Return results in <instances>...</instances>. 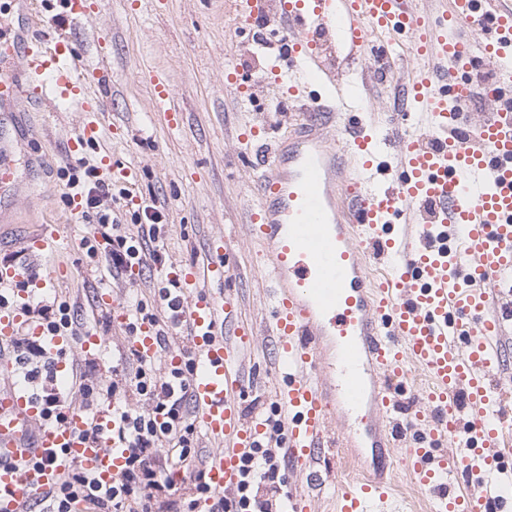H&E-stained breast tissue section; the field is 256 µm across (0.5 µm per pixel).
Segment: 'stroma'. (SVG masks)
Returning <instances> with one entry per match:
<instances>
[{
	"label": "stroma",
	"mask_w": 512,
	"mask_h": 512,
	"mask_svg": "<svg viewBox=\"0 0 512 512\" xmlns=\"http://www.w3.org/2000/svg\"><path fill=\"white\" fill-rule=\"evenodd\" d=\"M225 0H102L93 17L68 22L67 31L80 50V68L102 67L105 77L95 90L105 103L100 139L73 152L78 114L71 107L27 101L0 108V140L9 150L5 161L15 171L12 186L0 189V258L16 257L38 275L64 263L55 282L57 300L68 302L80 331L105 340L96 375L112 377L126 347L122 323L95 307L98 292H112L116 311L137 301L159 297L161 277L155 268L125 276L107 271L102 255H89L81 241L86 227L67 223V181L61 170L80 158L102 164L134 165L138 169L135 199L120 196L112 213L120 223H144L139 203L155 204L165 225L166 264L189 266L209 250L216 236L235 242L230 271L214 293H229L240 302L238 320L251 329L254 342L243 350L241 367L245 389L239 398L246 417L264 419L273 412L272 385L280 365L277 346L267 335L272 283L263 275L265 256L247 227V211L255 204L257 156L274 148L292 121L285 112L280 86L269 83L267 54L255 49L247 30L224 6ZM375 63L364 58L346 81L364 89L358 120L373 122L376 138L416 133L414 115L389 109L398 100L399 83L413 70L398 60L394 75L374 76ZM238 70L241 80L253 83L252 94L238 93L226 75ZM150 70L166 74L182 119L171 127L160 120L151 103V90L142 75ZM259 125L260 141L240 143V133ZM61 221L60 237L37 254L21 251V242L47 220ZM335 448L316 461L332 471L337 482H348L346 470L356 466L375 475L381 457L367 448L357 416L337 413Z\"/></svg>",
	"instance_id": "obj_1"
}]
</instances>
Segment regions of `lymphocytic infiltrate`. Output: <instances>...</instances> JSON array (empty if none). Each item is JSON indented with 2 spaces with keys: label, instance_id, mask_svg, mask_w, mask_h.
<instances>
[{
  "label": "lymphocytic infiltrate",
  "instance_id": "f902f5d3",
  "mask_svg": "<svg viewBox=\"0 0 512 512\" xmlns=\"http://www.w3.org/2000/svg\"><path fill=\"white\" fill-rule=\"evenodd\" d=\"M65 175L81 197L82 216L95 217L105 242L101 250L89 245V252H103L116 273L143 267L148 258L162 264L159 213L149 214L137 235L126 234L104 205L110 188L97 165L83 160ZM179 305L176 291L160 301L137 304L124 328L128 365L115 370L111 382L95 379L92 370H81V405L90 412L111 403L116 420L112 441L124 450L125 463L105 490L81 467H72L45 497L42 512H73L82 500L87 512H280L287 479L268 447L256 449L248 458L233 496H216L209 489L189 396L193 357L185 337L172 332L170 315ZM145 328L153 331L160 352L177 349L181 362L162 369L155 359L141 356L133 343ZM10 349L25 383L37 384L45 392L53 389L54 364L42 344L24 335L14 338Z\"/></svg>",
  "mask_w": 512,
  "mask_h": 512
}]
</instances>
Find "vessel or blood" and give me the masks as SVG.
<instances>
[{
	"instance_id": "vessel-or-blood-1",
	"label": "vessel or blood",
	"mask_w": 512,
	"mask_h": 512,
	"mask_svg": "<svg viewBox=\"0 0 512 512\" xmlns=\"http://www.w3.org/2000/svg\"><path fill=\"white\" fill-rule=\"evenodd\" d=\"M232 6L246 22L272 24L269 70L286 73L289 100L308 99L312 112L337 118L355 110L356 90L327 60L334 43L349 66L371 51V32L390 46L404 36L422 61L410 83L421 130L398 137L394 153L351 125L336 147L313 124L261 159L260 202L248 230L273 282L284 462L294 468L335 447L336 410L364 408L374 443L412 432L395 459L415 491L434 492L433 512H512V470L499 453L512 445V409L493 382L512 326V302H500L512 292V0H448L433 21L409 0ZM29 40L20 57L0 40V106L20 103L27 92L72 106L81 114L73 150L95 143L104 103L88 84L99 71L79 72V50L62 31ZM488 69L498 75L497 90L490 112L474 123L467 109ZM148 78L154 110L177 125L166 76L153 71ZM230 257L220 236L205 260L166 274L184 292L177 321L196 356L191 403L215 444L205 471L218 494L236 491L244 457L265 434L239 405L240 348L253 336L240 326L226 337L239 303L207 290L223 281ZM380 261L388 271L376 279L369 267ZM53 283L19 266L0 267V289L14 292L12 305H0V345L29 333L54 357L56 373L71 376L67 351L76 344L95 357L100 339L47 336L33 323L28 309ZM417 371L429 381L425 406L402 408ZM68 395V388L54 389L63 419L49 424L46 401L24 384L0 389V512H28L73 465L103 487L117 478L124 459L112 445L111 406L89 414L69 405ZM89 417L98 428L93 441L81 434ZM457 474L465 491H442ZM399 495L394 482L360 478L337 488L336 512H386Z\"/></svg>"
}]
</instances>
